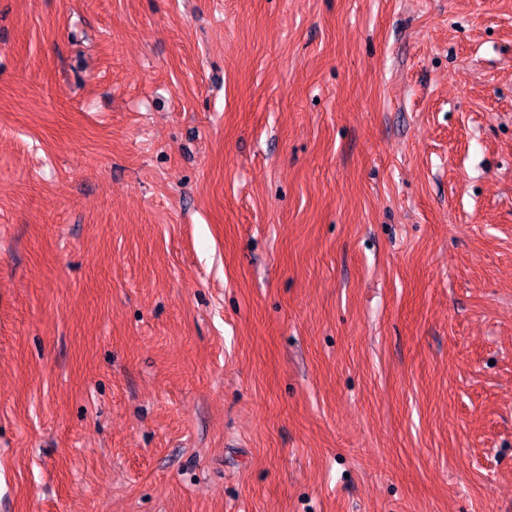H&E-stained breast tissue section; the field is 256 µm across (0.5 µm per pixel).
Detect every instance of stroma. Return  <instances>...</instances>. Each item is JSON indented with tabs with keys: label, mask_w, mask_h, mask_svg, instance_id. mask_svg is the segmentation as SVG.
Instances as JSON below:
<instances>
[{
	"label": "stroma",
	"mask_w": 512,
	"mask_h": 512,
	"mask_svg": "<svg viewBox=\"0 0 512 512\" xmlns=\"http://www.w3.org/2000/svg\"><path fill=\"white\" fill-rule=\"evenodd\" d=\"M0 512H512V0H0Z\"/></svg>",
	"instance_id": "obj_1"
}]
</instances>
